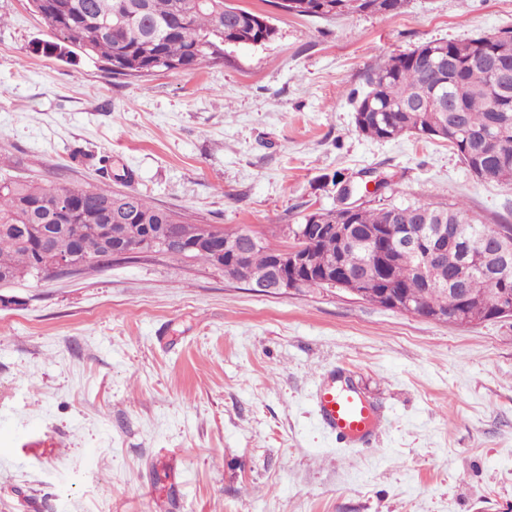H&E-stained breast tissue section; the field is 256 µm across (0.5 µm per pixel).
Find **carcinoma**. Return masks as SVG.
<instances>
[{
  "label": "carcinoma",
  "instance_id": "carcinoma-1",
  "mask_svg": "<svg viewBox=\"0 0 512 512\" xmlns=\"http://www.w3.org/2000/svg\"><path fill=\"white\" fill-rule=\"evenodd\" d=\"M35 12L43 20L49 39L35 44V51L73 61L79 55L100 61L114 76H148L158 71H192L204 63L224 61L230 47L264 44L276 34L268 16L227 0H35ZM404 0H288V12L331 20L359 13H392ZM448 55L455 65L437 71L427 54ZM490 53L512 61V29L464 42H427L389 58L367 76L369 90L355 109L357 128L366 135L392 139L411 134L442 139L457 152L474 175L488 173L492 180L512 184V86L494 111L489 94L491 76L476 59ZM455 111L441 112L442 100ZM64 194L72 208L61 211L55 199ZM133 216L134 224H152L154 230L172 233L188 241L195 225L148 201L134 189H103L89 186H43L27 178L0 176V274H29L41 258L39 243L30 236L36 224L60 226L54 248L69 252L80 242L96 259L112 253L99 246L98 224H114V213ZM305 224H323L311 232L313 254L325 263L342 264L353 271L367 262L365 241L370 232L388 226L412 225L433 232L448 227V250L442 256L447 285L426 288L409 272L418 256L401 263H380L390 251L387 237L376 241L379 255L373 257L367 300L381 303L383 291H397L412 304L438 308L446 322L470 325L475 317L492 320L502 295L512 296V265L497 271L490 281L481 274H462L459 246L469 243L476 251L489 250L487 235L492 227L465 203L417 202L353 210H322L303 219ZM335 224L353 225L351 244L333 230ZM278 249L262 244L245 255L224 262V275L246 278L254 284L268 277L271 258ZM460 288L478 298L468 309L449 302L448 289Z\"/></svg>",
  "mask_w": 512,
  "mask_h": 512
}]
</instances>
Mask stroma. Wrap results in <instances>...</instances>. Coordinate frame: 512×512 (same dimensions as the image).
Segmentation results:
<instances>
[{
    "mask_svg": "<svg viewBox=\"0 0 512 512\" xmlns=\"http://www.w3.org/2000/svg\"><path fill=\"white\" fill-rule=\"evenodd\" d=\"M233 2L269 13L275 39L115 78L34 52L47 33L28 0H0V173L110 187L127 172L153 204L278 248L284 226L339 208L344 182L367 207L462 201L512 224V185L447 142L354 122L376 64L512 28V0L331 21ZM339 364L386 416L372 447L317 423L310 395ZM0 512H512V320L266 295L151 253L0 287Z\"/></svg>",
    "mask_w": 512,
    "mask_h": 512,
    "instance_id": "obj_1",
    "label": "stroma"
}]
</instances>
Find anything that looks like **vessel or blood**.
<instances>
[{
    "label": "vessel or blood",
    "instance_id": "vessel-or-blood-1",
    "mask_svg": "<svg viewBox=\"0 0 512 512\" xmlns=\"http://www.w3.org/2000/svg\"><path fill=\"white\" fill-rule=\"evenodd\" d=\"M336 371L323 374L313 394L323 431L347 448L370 445L379 425L377 407L354 387L339 384Z\"/></svg>",
    "mask_w": 512,
    "mask_h": 512
}]
</instances>
